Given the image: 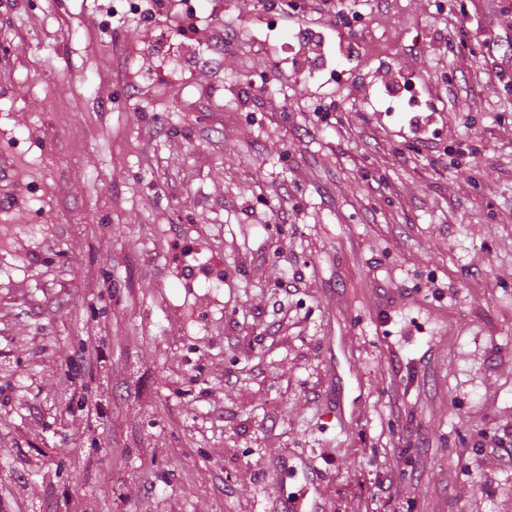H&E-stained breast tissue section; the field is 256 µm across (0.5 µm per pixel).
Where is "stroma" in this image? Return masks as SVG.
Listing matches in <instances>:
<instances>
[{
	"instance_id": "stroma-1",
	"label": "stroma",
	"mask_w": 512,
	"mask_h": 512,
	"mask_svg": "<svg viewBox=\"0 0 512 512\" xmlns=\"http://www.w3.org/2000/svg\"><path fill=\"white\" fill-rule=\"evenodd\" d=\"M266 2L0 0V512H512V0ZM307 2L310 3H306L301 6V3H297L295 0H284L283 6L285 7L281 10L279 15L282 18L287 19L288 17H293L295 14H301V16L304 17V13L308 12L309 15H318L316 19L325 20L327 23L334 25L337 23V18L348 25L351 24L350 20L352 18H355L356 20L361 18L357 15V13L361 15L359 11H355L351 15V18H349L348 13H346L343 8H336V3L333 0H309Z\"/></svg>"
}]
</instances>
